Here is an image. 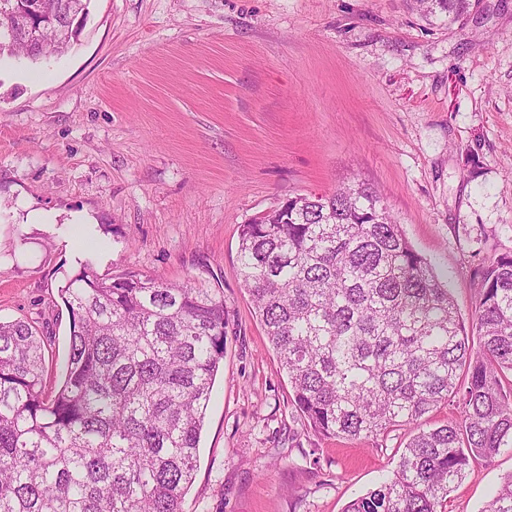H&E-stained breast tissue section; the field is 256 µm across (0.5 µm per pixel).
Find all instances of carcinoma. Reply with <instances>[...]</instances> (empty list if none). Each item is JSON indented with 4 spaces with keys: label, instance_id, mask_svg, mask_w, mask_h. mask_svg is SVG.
<instances>
[{
    "label": "carcinoma",
    "instance_id": "obj_1",
    "mask_svg": "<svg viewBox=\"0 0 512 512\" xmlns=\"http://www.w3.org/2000/svg\"><path fill=\"white\" fill-rule=\"evenodd\" d=\"M91 2L0 0V61L64 53ZM415 8L452 22L468 0ZM237 261L315 432L413 431L393 478L345 512H441L471 463L512 448V254L476 272L474 340L447 284L367 183L299 195L240 225ZM58 296L70 344L51 395L43 337L29 322L0 321V512H182L224 360L223 292L136 272L102 277L85 264ZM451 400L459 418L423 427ZM483 512H512V475Z\"/></svg>",
    "mask_w": 512,
    "mask_h": 512
}]
</instances>
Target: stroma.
<instances>
[{"instance_id": "stroma-1", "label": "stroma", "mask_w": 512, "mask_h": 512, "mask_svg": "<svg viewBox=\"0 0 512 512\" xmlns=\"http://www.w3.org/2000/svg\"><path fill=\"white\" fill-rule=\"evenodd\" d=\"M373 185L464 321L474 272L512 254V0L454 22L411 0H92L68 52L0 65V320L69 352L57 289L90 263L224 291V360L183 512H344L411 431L328 439L237 273L241 224ZM512 449L445 512H483Z\"/></svg>"}]
</instances>
